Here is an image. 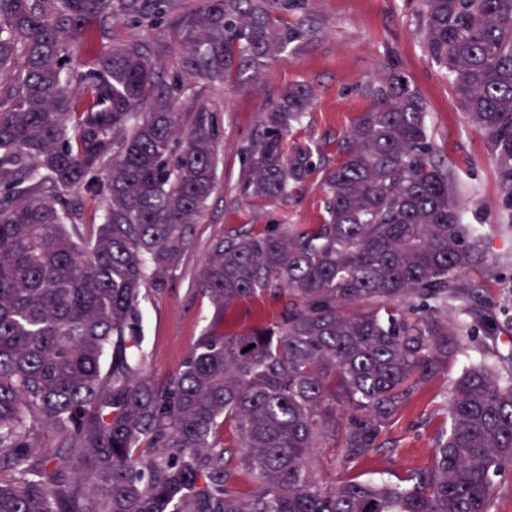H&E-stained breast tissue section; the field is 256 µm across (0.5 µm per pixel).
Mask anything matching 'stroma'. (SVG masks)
Instances as JSON below:
<instances>
[{
    "label": "stroma",
    "mask_w": 512,
    "mask_h": 512,
    "mask_svg": "<svg viewBox=\"0 0 512 512\" xmlns=\"http://www.w3.org/2000/svg\"><path fill=\"white\" fill-rule=\"evenodd\" d=\"M200 5V0H173L159 18L134 22L119 17L108 32L113 44L144 43L167 78L183 79L178 111L203 103L220 120L217 186L204 217L193 227L190 247L171 268L152 276L143 292L140 352L148 373L162 380L179 371L212 323L213 309L197 279L213 237L232 228L322 223L323 180L340 159L338 139L368 108L365 86L394 70L426 98L434 141L465 204L464 220L480 229L491 259L504 264L500 281L487 282L473 273L466 280L495 300L503 314L512 313V265L505 262L512 255V232L503 229L512 215L504 208L505 192L485 138L469 124L447 72L423 52L418 30L421 0H302L301 6L276 10L282 24L311 17L320 28L318 38L285 50L259 75L233 76L217 87L184 80L178 55L180 19ZM298 83L313 88L314 101L288 145L310 150L314 168L300 194L268 203L243 189L245 151L260 132L263 112ZM446 387V379H439L402 409L387 433L395 450L378 456L376 470L393 480L405 469L429 462L433 428L443 419Z\"/></svg>",
    "instance_id": "35a3bbf8"
}]
</instances>
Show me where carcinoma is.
Instances as JSON below:
<instances>
[{"label": "carcinoma", "mask_w": 512, "mask_h": 512, "mask_svg": "<svg viewBox=\"0 0 512 512\" xmlns=\"http://www.w3.org/2000/svg\"><path fill=\"white\" fill-rule=\"evenodd\" d=\"M288 2L203 0L180 20L182 68L221 86L307 43L306 19L273 17ZM170 7L0 0V72L23 60L0 100V512H494L512 477V321L500 329L460 274L495 279L501 264L464 223L427 102L399 72L364 88L324 222L214 237L198 278L212 328L177 373L145 372L142 287L191 244L219 121L203 104L176 110L180 84L143 44L104 39L115 16ZM420 32L512 211V0H423ZM312 100L300 83L263 113L245 160L255 198L303 187L310 152L285 143ZM80 186L101 223L69 199ZM264 297L283 301L279 321L224 330L230 309ZM459 357L431 464L363 479L400 410ZM328 441L347 472L333 484L316 474Z\"/></svg>", "instance_id": "cac0c4a2"}]
</instances>
